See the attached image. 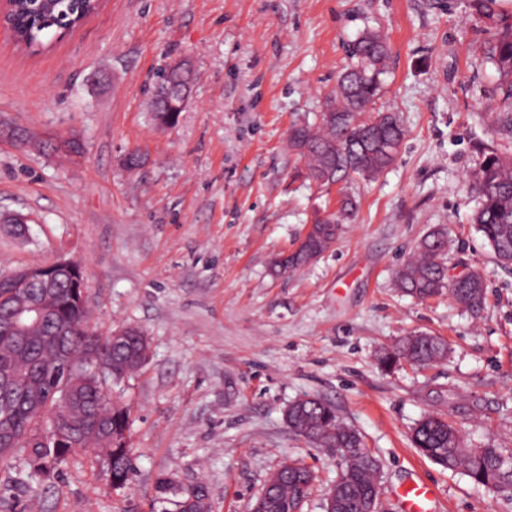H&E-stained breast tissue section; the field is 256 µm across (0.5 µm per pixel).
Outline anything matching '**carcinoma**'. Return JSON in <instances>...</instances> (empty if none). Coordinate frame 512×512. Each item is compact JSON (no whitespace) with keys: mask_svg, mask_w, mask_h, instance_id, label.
<instances>
[{"mask_svg":"<svg viewBox=\"0 0 512 512\" xmlns=\"http://www.w3.org/2000/svg\"><path fill=\"white\" fill-rule=\"evenodd\" d=\"M478 19L496 28L489 59L500 77L503 100L509 111L497 124L512 131V15L499 10L498 0H473ZM91 3L78 0H16L8 25L15 41L42 43L78 22V13L88 15ZM349 65L340 75L336 94L326 99L321 128L294 127L289 145L308 161V178L326 186L354 175L375 178L388 168L398 152L405 130L395 112H373L380 90L379 76L388 57L385 40L377 33L363 32L348 44ZM184 73L173 67L164 71L155 101L150 104L158 126H173L184 109L178 91ZM45 148L65 156L81 155L84 145L74 139L57 144L42 141ZM476 210L473 224L492 252L504 265L512 266V157L491 144L479 150L473 186ZM356 201L346 196L334 214H318L308 238L309 249L323 252L339 237L341 224L356 210ZM448 235L436 229L417 246V256L400 269L401 289L420 299L443 293L473 312L483 309L486 285L474 272L462 279L448 276L446 254ZM13 272H0V371L28 384V394L0 407V462L9 461L16 451L25 453L29 474L49 481L69 457L90 448L104 453V474L113 489L132 482L136 450L129 440L130 410L112 404L109 392L118 382L143 365L145 345L138 336L112 342L89 328V299H84L77 326L70 336V352L62 357L58 329L68 321L61 310L70 292L66 278L53 288H30L19 298L34 299L49 312V319L23 334L11 330L12 314L6 295L13 292ZM447 342L438 336L419 334L402 339L382 358L392 365L405 360L418 367L429 366L446 357ZM103 359V375L95 373ZM290 428L309 442L336 448L338 474L334 483V512H367L372 495L378 458L365 446L362 436L345 425L335 406L320 398H301L288 406ZM414 447L445 469H461L475 484L494 490L512 486V457L497 448H467L459 431L444 417L428 414L413 430ZM314 472L304 463L291 460L275 470L267 481L262 512H293L299 500L311 494ZM158 498L176 497V512H210L209 492L199 483L192 492L179 491L176 480L157 479Z\"/></svg>","mask_w":512,"mask_h":512,"instance_id":"obj_1","label":"carcinoma"}]
</instances>
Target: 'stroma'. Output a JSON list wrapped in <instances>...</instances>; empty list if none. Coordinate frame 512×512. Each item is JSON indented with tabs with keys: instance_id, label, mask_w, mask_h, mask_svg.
Segmentation results:
<instances>
[{
	"instance_id": "stroma-1",
	"label": "stroma",
	"mask_w": 512,
	"mask_h": 512,
	"mask_svg": "<svg viewBox=\"0 0 512 512\" xmlns=\"http://www.w3.org/2000/svg\"><path fill=\"white\" fill-rule=\"evenodd\" d=\"M367 30L389 46L373 109L398 113L405 137L376 179L320 188L289 130L319 125L347 44ZM494 38L472 0H103L32 53L0 26V271L73 260L92 325L149 339L146 365L112 387L130 409L131 487L112 489L91 451L56 484L28 479L18 456L0 465V512H174L155 498L163 474L203 482L212 512H252L291 459L316 476L303 512H325L336 459L285 420L305 396L333 404L379 457V512H400L412 478L434 491L437 512H512V491L475 485L411 444L417 421L438 414L466 447L512 454V271L471 222L477 142L512 152L495 124L505 105L486 59ZM180 60L196 80L163 129L150 92ZM18 127L86 150L44 154L13 137ZM134 149L146 161L129 169ZM345 194L357 210L336 244L274 272ZM15 214L25 234L8 224ZM438 227L449 266L485 281L480 314L397 286ZM418 333L442 337L447 356L423 369L380 362Z\"/></svg>"
}]
</instances>
